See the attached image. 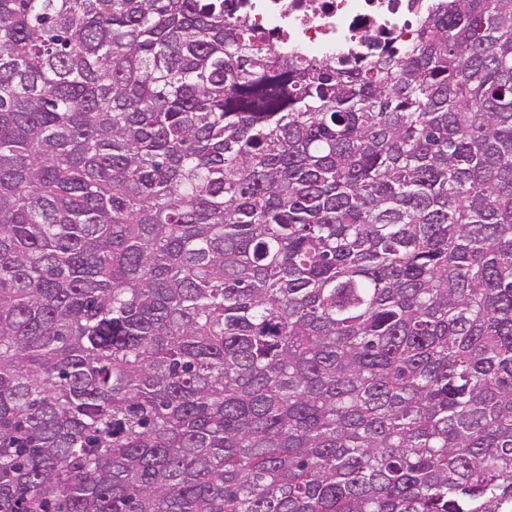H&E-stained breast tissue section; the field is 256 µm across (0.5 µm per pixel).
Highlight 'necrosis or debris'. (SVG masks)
<instances>
[{"label":"necrosis or debris","mask_w":512,"mask_h":512,"mask_svg":"<svg viewBox=\"0 0 512 512\" xmlns=\"http://www.w3.org/2000/svg\"><path fill=\"white\" fill-rule=\"evenodd\" d=\"M424 0H240L251 26L286 56L335 61L376 47L410 45Z\"/></svg>","instance_id":"obj_1"}]
</instances>
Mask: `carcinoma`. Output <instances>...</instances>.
<instances>
[{
  "instance_id": "cac0c4a2",
  "label": "carcinoma",
  "mask_w": 512,
  "mask_h": 512,
  "mask_svg": "<svg viewBox=\"0 0 512 512\" xmlns=\"http://www.w3.org/2000/svg\"><path fill=\"white\" fill-rule=\"evenodd\" d=\"M511 505L512 0H0V512ZM251 26L265 31L283 55L337 61L370 56L394 41L410 45L431 0H235Z\"/></svg>"
}]
</instances>
